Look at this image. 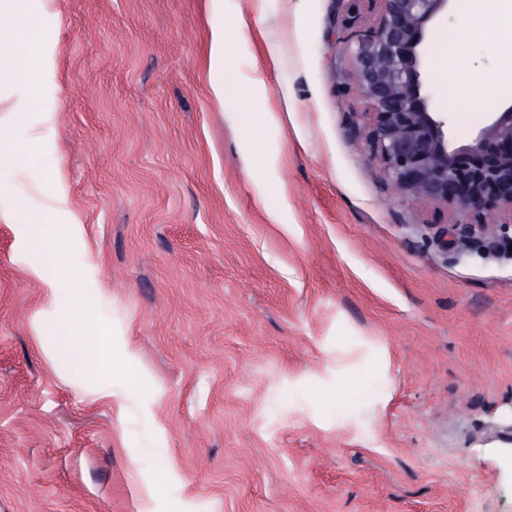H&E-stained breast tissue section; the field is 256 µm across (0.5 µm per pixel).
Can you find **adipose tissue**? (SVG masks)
<instances>
[{
  "label": "adipose tissue",
  "mask_w": 512,
  "mask_h": 512,
  "mask_svg": "<svg viewBox=\"0 0 512 512\" xmlns=\"http://www.w3.org/2000/svg\"><path fill=\"white\" fill-rule=\"evenodd\" d=\"M52 0H0V101H7L0 116V155L22 154L32 163L34 151L20 152L8 129L16 114L32 111L43 89L56 79L57 40L54 33ZM468 13L485 18L487 26L481 37L489 48L503 55L504 75L512 79V0H468ZM231 31L223 23L210 29L207 69L215 99L226 103L234 88L224 79V59L232 41ZM53 190L46 204L37 209L39 227L26 239L28 246L57 254L53 269L31 266L33 276L53 289L64 311L51 329L54 344L78 355L83 371L101 380V336L92 327L88 308L74 299L78 286L75 273L60 256L67 249L66 224L76 223L64 187L62 172L51 176Z\"/></svg>",
  "instance_id": "1"
}]
</instances>
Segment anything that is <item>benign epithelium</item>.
I'll return each mask as SVG.
<instances>
[{"label": "benign epithelium", "instance_id": "obj_1", "mask_svg": "<svg viewBox=\"0 0 512 512\" xmlns=\"http://www.w3.org/2000/svg\"><path fill=\"white\" fill-rule=\"evenodd\" d=\"M377 27L356 35L355 76L372 107V150L396 194L452 205L474 215L470 224L439 230V247L479 240L495 251L492 222L512 212V104L469 144L448 137V118L430 110L421 70L426 27L450 0H380Z\"/></svg>", "mask_w": 512, "mask_h": 512}]
</instances>
